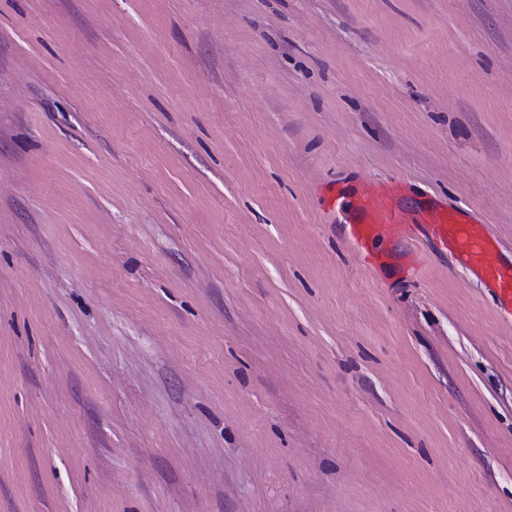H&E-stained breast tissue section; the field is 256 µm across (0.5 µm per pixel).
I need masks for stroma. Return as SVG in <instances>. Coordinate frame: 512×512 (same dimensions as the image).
Returning a JSON list of instances; mask_svg holds the SVG:
<instances>
[{
	"mask_svg": "<svg viewBox=\"0 0 512 512\" xmlns=\"http://www.w3.org/2000/svg\"><path fill=\"white\" fill-rule=\"evenodd\" d=\"M512 0H0V512H512ZM404 183L365 182L349 194L335 189L325 193L329 211L345 217L350 238L363 262L373 263L368 242L376 237L405 239L416 246L423 240L447 252L493 297L501 314L512 321V252L504 253L485 221L463 208L431 202L412 215L403 204Z\"/></svg>",
	"mask_w": 512,
	"mask_h": 512,
	"instance_id": "stroma-1",
	"label": "stroma"
}]
</instances>
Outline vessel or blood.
<instances>
[{
    "label": "vessel or blood",
    "mask_w": 512,
    "mask_h": 512,
    "mask_svg": "<svg viewBox=\"0 0 512 512\" xmlns=\"http://www.w3.org/2000/svg\"><path fill=\"white\" fill-rule=\"evenodd\" d=\"M403 193V182L369 181L353 194L329 190L325 203L329 211L344 216L355 250L366 249L377 237L431 243L480 282L501 314L512 319V252L501 250L474 212L433 202L414 215L404 206Z\"/></svg>",
    "instance_id": "vessel-or-blood-1"
}]
</instances>
